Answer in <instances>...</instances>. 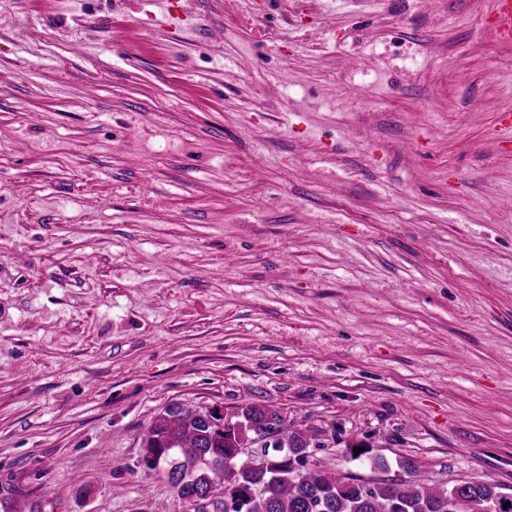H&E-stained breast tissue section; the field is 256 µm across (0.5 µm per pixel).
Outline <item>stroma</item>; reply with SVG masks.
<instances>
[{
  "instance_id": "obj_1",
  "label": "stroma",
  "mask_w": 512,
  "mask_h": 512,
  "mask_svg": "<svg viewBox=\"0 0 512 512\" xmlns=\"http://www.w3.org/2000/svg\"><path fill=\"white\" fill-rule=\"evenodd\" d=\"M183 8L0 0V489L186 512L140 464L178 403L273 407L321 471L512 493L492 0Z\"/></svg>"
}]
</instances>
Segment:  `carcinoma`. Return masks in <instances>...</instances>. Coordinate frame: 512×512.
<instances>
[{"label":"carcinoma","instance_id":"1","mask_svg":"<svg viewBox=\"0 0 512 512\" xmlns=\"http://www.w3.org/2000/svg\"><path fill=\"white\" fill-rule=\"evenodd\" d=\"M239 417L220 431L206 411L168 406L143 437L141 462L167 471L189 512H512V494L500 487L475 481L434 487L407 458L400 461L407 478L390 482L308 470L315 436L290 428L265 405L243 407ZM0 512L44 508L22 509L4 496Z\"/></svg>","mask_w":512,"mask_h":512}]
</instances>
